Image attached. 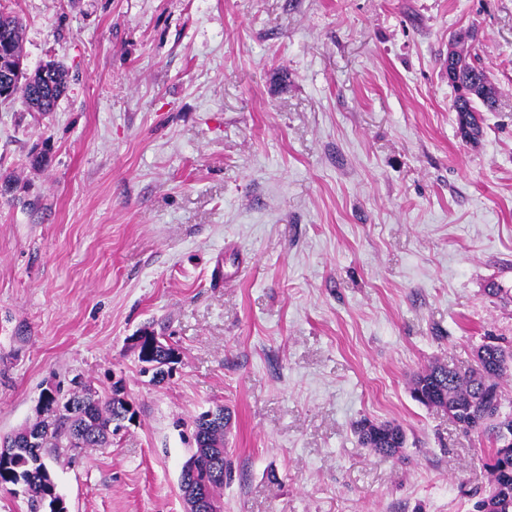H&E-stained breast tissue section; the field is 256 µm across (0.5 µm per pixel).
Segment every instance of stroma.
I'll return each instance as SVG.
<instances>
[{"mask_svg":"<svg viewBox=\"0 0 512 512\" xmlns=\"http://www.w3.org/2000/svg\"><path fill=\"white\" fill-rule=\"evenodd\" d=\"M54 112L0 105V437L72 379L137 416L50 465L68 512H185L227 406L224 512H473L487 442L410 395L512 336V0H0ZM500 91L464 139L442 62ZM48 160L31 168V151ZM174 347L154 382L133 339ZM401 424L388 458L357 422ZM214 411V415L212 413L210 415V410L202 412L193 420L195 448H191V455L185 464L192 463L197 477H203L208 475L216 465L214 455L222 454L221 478L211 483L212 494L222 497L224 478L227 484L234 476L233 457L226 448L224 457V437L229 429L231 412L224 407H218ZM209 415L211 419H206Z\"/></svg>","mask_w":512,"mask_h":512,"instance_id":"35a3bbf8","label":"stroma"}]
</instances>
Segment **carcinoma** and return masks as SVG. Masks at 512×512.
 <instances>
[{
    "label": "carcinoma",
    "instance_id": "obj_1",
    "mask_svg": "<svg viewBox=\"0 0 512 512\" xmlns=\"http://www.w3.org/2000/svg\"><path fill=\"white\" fill-rule=\"evenodd\" d=\"M23 25L19 18L0 11V69L14 71V79L1 104L18 103L26 112L48 114L55 110L68 89L69 74L63 64L49 61L29 72L23 67ZM458 73L448 83L456 90L453 110L458 113L464 135L475 140L481 134L476 113L493 112L498 105L499 90L487 76L477 57L460 51ZM45 75H40V71ZM512 376V341L503 337H487L474 351V365L460 372L445 364L435 363L416 373L411 381V397L427 408L443 409L465 432L473 433L490 444L486 467L495 494L490 500L479 498L474 512H512V445L505 446L503 432L512 431V413L503 412V387ZM123 386L112 385L111 395L101 399L92 389L77 384V390L58 397L57 407L40 413L39 419L3 440L18 449L25 467L13 468L0 462V486L21 481L27 487L30 512H43L50 498H60L51 478L49 461L79 448L103 445L112 435L131 421L136 413H126ZM231 412L218 407L215 413L205 411L193 420L195 448L187 463L199 477L220 459L221 478L211 483L212 494L223 495L224 482L234 476V461L224 452V437ZM358 443L376 453L394 458L405 448L404 428L395 422L364 419L356 428Z\"/></svg>",
    "mask_w": 512,
    "mask_h": 512
}]
</instances>
